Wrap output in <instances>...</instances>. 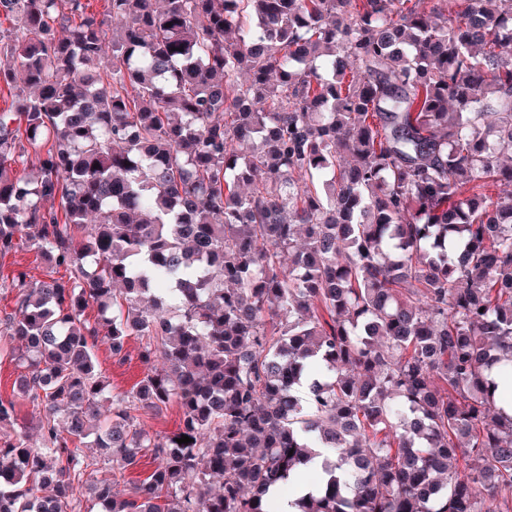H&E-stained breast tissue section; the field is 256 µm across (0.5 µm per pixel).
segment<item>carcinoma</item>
I'll return each mask as SVG.
<instances>
[{"label": "carcinoma", "mask_w": 512, "mask_h": 512, "mask_svg": "<svg viewBox=\"0 0 512 512\" xmlns=\"http://www.w3.org/2000/svg\"><path fill=\"white\" fill-rule=\"evenodd\" d=\"M106 2L0 0V512H512V0ZM35 259V251L26 246L0 257V284L3 285V280H7L6 284H8L12 277L19 272H25L35 278H42L43 265L39 259L37 261ZM6 277L8 278L6 279ZM139 341L131 337L126 345V356L119 360L105 345H101L97 351L99 368L110 384L112 393L131 389L146 373V366L139 355ZM21 369L17 361L11 357L0 355V395L2 397L13 394V384L20 374ZM153 467L154 460L151 453H142L138 465L126 472L125 483L120 484L118 489L129 493L139 480H143L153 470Z\"/></svg>", "instance_id": "1"}]
</instances>
